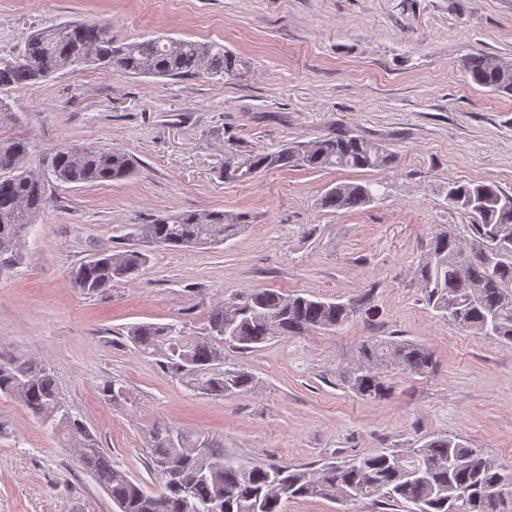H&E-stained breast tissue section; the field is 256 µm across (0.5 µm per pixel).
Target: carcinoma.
Segmentation results:
<instances>
[{
	"instance_id": "cac0c4a2",
	"label": "carcinoma",
	"mask_w": 512,
	"mask_h": 512,
	"mask_svg": "<svg viewBox=\"0 0 512 512\" xmlns=\"http://www.w3.org/2000/svg\"><path fill=\"white\" fill-rule=\"evenodd\" d=\"M81 66L161 78L222 79L245 69L239 57L217 42L162 37L118 42L100 22H68L34 31L19 50L0 54V91L34 90L60 70ZM464 68L476 85L512 92L511 61L476 53L466 58ZM30 148L26 138H0V268L4 269L23 260L26 238L48 205L51 184L101 185L135 174V164L126 153L80 145L54 149L47 169L37 174L23 165ZM248 159V166L232 179L246 180L271 169H379L390 165L393 155L345 131L258 152ZM378 190L380 184L374 182L340 183L320 197L319 206L353 211L372 202ZM506 195L494 183L450 186L448 201L472 220L469 236L447 229L435 233L417 275L427 305L442 317L463 329L511 343L512 206L498 203ZM242 222L241 215L211 210L173 211L148 224H133L128 233L132 242L80 264L71 272L72 284L84 295H107L112 286L136 278L149 261L148 248L212 247L235 235ZM483 251L495 253L496 262L484 263ZM354 312L350 301L259 288L212 307L200 336H187L173 323H139L127 328V338L186 388L224 398L247 393L258 383L253 374L226 364L224 348L244 353L275 336L336 331ZM434 368V356L427 347L372 337L357 347L356 358L341 375V385L358 396L381 400L391 395L392 386L386 381L389 370L427 376ZM0 394L19 401L61 435L118 512H288V502L300 498L346 503L369 499L407 512H500L504 491L512 485L511 467L449 434L432 437L404 453L382 449L319 469L276 464L243 467L215 454L206 469L197 471L196 446L189 437L158 423L149 432L147 446L163 479L157 498L112 463L72 413L45 364L27 356L0 359Z\"/></svg>"
}]
</instances>
